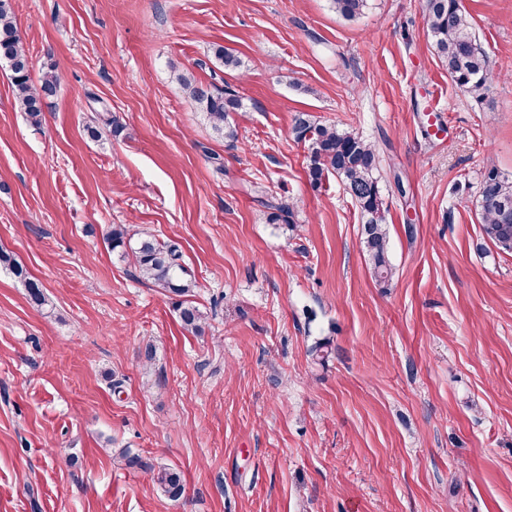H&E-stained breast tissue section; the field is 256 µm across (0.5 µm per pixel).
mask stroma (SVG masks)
<instances>
[{
  "mask_svg": "<svg viewBox=\"0 0 512 512\" xmlns=\"http://www.w3.org/2000/svg\"><path fill=\"white\" fill-rule=\"evenodd\" d=\"M12 3L33 77L62 79L36 124L0 61V249L49 298L0 266V512H512V255L478 211L486 170L512 175V0H462L480 99L423 0ZM178 71L238 92L237 141ZM103 107L124 131L95 141ZM301 113L375 146L390 286L342 181L310 185ZM119 224L179 247L204 335L112 251ZM461 2L425 0L422 19L453 82L472 97L482 98L491 87L492 71ZM1 265L9 267L18 279L26 283L29 301L31 304L37 308H41L48 304L47 297L41 287L29 278L26 270H24V268L21 267L9 253L3 250H0V266ZM126 465L137 469L149 471L153 474L154 482L161 488L162 492L170 500H178L184 492V477L174 467H160L156 470L150 459L139 455L126 454L124 456Z\"/></svg>",
  "mask_w": 512,
  "mask_h": 512,
  "instance_id": "obj_1",
  "label": "stroma"
}]
</instances>
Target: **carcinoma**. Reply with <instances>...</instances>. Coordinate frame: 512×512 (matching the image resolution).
<instances>
[{
  "label": "carcinoma",
  "instance_id": "cac0c4a2",
  "mask_svg": "<svg viewBox=\"0 0 512 512\" xmlns=\"http://www.w3.org/2000/svg\"><path fill=\"white\" fill-rule=\"evenodd\" d=\"M331 2L336 12L348 20L360 16L367 6V0ZM422 19L453 82L473 97H484L491 87L488 80L491 69L461 0H424ZM0 61L9 66L20 108L33 122H39L47 100L57 94L61 78L52 68L38 81H33L27 49L16 24L11 0H0ZM178 81L185 95L196 104L216 133L230 141L238 139L234 114L244 111V105L233 89L226 87L214 94L191 77L180 75ZM294 133L308 147L307 174L311 186H320L326 176L334 174L349 190L364 218L361 239L366 261L376 282L388 286L395 269L390 260L387 208L376 176L380 164L376 148L358 134L319 123L308 114L296 117ZM479 207L484 238L499 251L512 253V179L494 168L488 169L480 188ZM269 209L268 223L295 227V213L291 207L271 204ZM109 241L112 249L122 250V257L133 265L138 280L178 298L176 311L184 330L195 336L204 331L207 314L188 299L194 284L178 246L161 242L151 235L134 240L128 230L120 226L112 228ZM1 265L9 267L18 279L26 283L31 304L38 308L47 305V297L41 287L3 250H0ZM125 460L130 467L151 472L154 482L169 499L176 501L182 496L184 477L178 469H157L150 459L139 455L127 454Z\"/></svg>",
  "mask_w": 512,
  "mask_h": 512
}]
</instances>
